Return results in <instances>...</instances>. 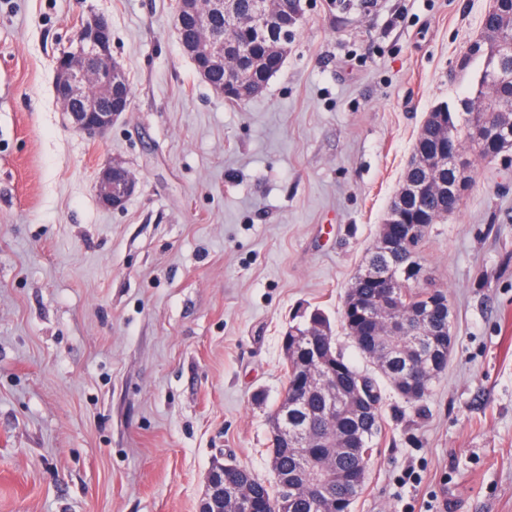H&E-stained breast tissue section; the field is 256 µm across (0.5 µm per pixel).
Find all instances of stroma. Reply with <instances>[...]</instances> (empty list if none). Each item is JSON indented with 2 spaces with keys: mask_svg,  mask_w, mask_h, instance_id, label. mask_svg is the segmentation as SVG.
Returning <instances> with one entry per match:
<instances>
[{
  "mask_svg": "<svg viewBox=\"0 0 512 512\" xmlns=\"http://www.w3.org/2000/svg\"><path fill=\"white\" fill-rule=\"evenodd\" d=\"M491 0H307L281 69L225 102L179 46L178 0H0V512H197L213 461L275 486L282 338L344 330L423 122ZM102 17L131 105L102 135L58 105L55 61ZM136 173L101 205L112 162ZM430 225L454 315L416 403L380 378L382 432L352 512H512V150L472 157ZM137 184L138 182L133 172L122 163L113 162L99 176V199L105 207L112 209L120 208L135 192Z\"/></svg>",
  "mask_w": 512,
  "mask_h": 512,
  "instance_id": "obj_1",
  "label": "stroma"
}]
</instances>
